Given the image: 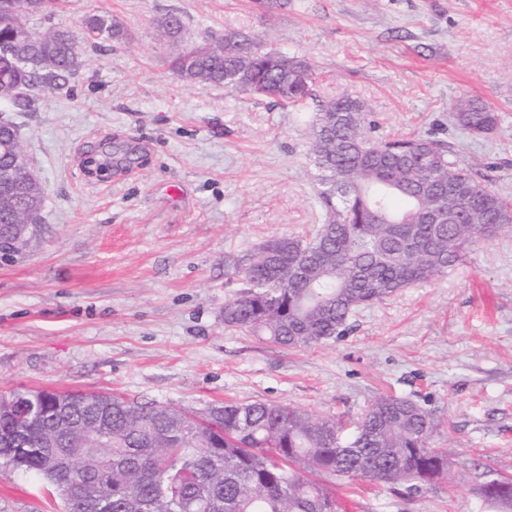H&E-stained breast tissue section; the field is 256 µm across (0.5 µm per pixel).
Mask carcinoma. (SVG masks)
Here are the masks:
<instances>
[{"label":"carcinoma","mask_w":512,"mask_h":512,"mask_svg":"<svg viewBox=\"0 0 512 512\" xmlns=\"http://www.w3.org/2000/svg\"><path fill=\"white\" fill-rule=\"evenodd\" d=\"M57 0H0V104L33 110L41 96L68 85L83 41L111 36L112 17L92 18L86 30L58 27L37 34L25 18L52 11ZM224 38L245 45L250 58L235 67L224 42L193 46L175 69L184 77L229 91L299 104L311 96L308 60L265 51L251 36ZM451 118L482 132L497 116L491 106L462 100ZM309 153L318 171L322 223L313 238L278 237L228 259L238 291L224 303V327L246 330L282 347H308L343 334L355 310L416 283H431L458 265L466 251L509 227L512 201L460 168L448 144L422 136L373 138L360 101L340 96L321 105L309 123ZM11 137L0 139V167L27 185L22 197H0V224H36L44 202L40 182L14 164ZM425 206L455 216L427 224ZM60 393L13 392L0 397V433L27 449L33 472L51 482L64 512H338L336 491L321 473L405 487L410 494L454 482L448 449L431 448L436 415L402 397L373 400L355 429L304 410L265 402H226L200 412L148 406L122 395L109 401L106 438L94 449L97 497L68 499L85 479L78 464L48 463V455L77 444L92 410L65 411ZM497 493L477 494L490 512H512V479Z\"/></svg>","instance_id":"carcinoma-1"}]
</instances>
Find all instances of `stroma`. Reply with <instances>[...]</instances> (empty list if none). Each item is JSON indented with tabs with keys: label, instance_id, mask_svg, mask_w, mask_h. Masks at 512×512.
<instances>
[{
	"label": "stroma",
	"instance_id": "35a3bbf8",
	"mask_svg": "<svg viewBox=\"0 0 512 512\" xmlns=\"http://www.w3.org/2000/svg\"><path fill=\"white\" fill-rule=\"evenodd\" d=\"M119 27L82 47L69 84L12 121L45 190L25 253L0 258V392H112L186 411L227 401L295 407L352 430L381 396L433 410L454 485L417 494L324 476L345 512H487L476 490L512 478V229L447 277L352 314L337 339L285 348L224 326L226 257L320 223L309 118L360 100L379 138L448 141L458 164L512 198V0H61L28 26ZM179 16L186 35L160 36ZM243 31L308 59L298 106L194 82L190 46ZM484 100L493 130L451 121ZM56 487L0 465V512H62Z\"/></svg>",
	"mask_w": 512,
	"mask_h": 512
}]
</instances>
